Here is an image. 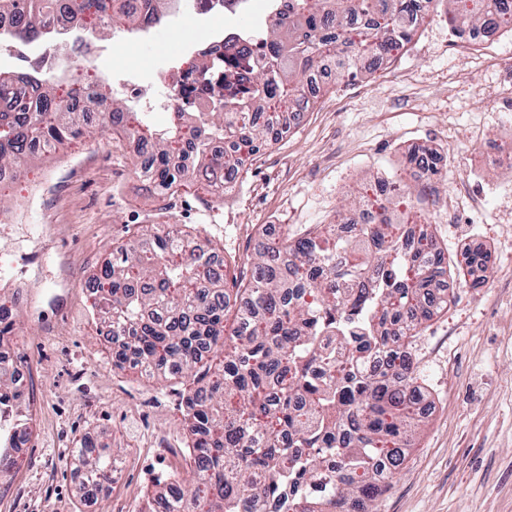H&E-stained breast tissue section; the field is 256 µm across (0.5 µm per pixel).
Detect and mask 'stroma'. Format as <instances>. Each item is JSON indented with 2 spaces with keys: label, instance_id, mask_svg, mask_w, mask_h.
I'll return each instance as SVG.
<instances>
[{
  "label": "stroma",
  "instance_id": "stroma-1",
  "mask_svg": "<svg viewBox=\"0 0 512 512\" xmlns=\"http://www.w3.org/2000/svg\"><path fill=\"white\" fill-rule=\"evenodd\" d=\"M435 5L402 51L368 78L330 80L321 105L284 130L241 173L232 197L194 184L174 196L140 189L133 161L105 132L30 161L0 187V255L21 258L31 283L13 308V357L34 373L31 439L21 469L0 477V512H142L154 477L188 478L178 380L137 378L112 365V346L91 317L85 282L113 247L152 224H182L220 249L233 276L250 278L251 257L271 229L293 237L332 224L361 184L408 183L407 158L428 147L445 168L423 211L438 248L491 251L484 287L455 286L410 346L428 395L425 420L376 512H512V168L487 164L483 143L512 123V33L475 44L450 36ZM202 22L173 23L130 43L105 32L94 69L153 81L174 67L168 49L200 41ZM110 439L116 469L108 497L75 492L70 455L82 438Z\"/></svg>",
  "mask_w": 512,
  "mask_h": 512
}]
</instances>
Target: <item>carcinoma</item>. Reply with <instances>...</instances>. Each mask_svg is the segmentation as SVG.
<instances>
[{"mask_svg": "<svg viewBox=\"0 0 512 512\" xmlns=\"http://www.w3.org/2000/svg\"><path fill=\"white\" fill-rule=\"evenodd\" d=\"M71 18L99 30L138 31L149 18L115 10L117 0H69ZM433 0H297L288 22L269 17L261 60L247 65V85L209 112H178L169 126L150 125L145 112L101 88L84 96L79 81L64 92L65 74L45 73L33 100L17 98L21 79L0 69V101L12 121L0 124V167L20 168L43 153L124 121L121 135L150 146L136 169L155 190L173 195L188 171L172 164L183 149L193 170L211 185L237 178L241 150L255 155L277 140L268 112L308 108L301 89L326 58L336 76L355 80L363 65L401 50L427 18ZM448 23L469 37L495 15L512 30V0H446ZM17 37L36 40L54 26L57 0H7ZM235 152L218 157L215 140ZM357 208L382 212L378 224H356L336 236L315 228L300 238L283 234L253 257L247 280L215 272L199 243L178 224H153L121 244L89 280L104 335L123 332L119 368L135 362L140 374L185 379L181 391L189 438L187 481L156 479L154 501L168 512H374L394 471L414 446L423 422L410 344L431 311L427 300L448 261L417 226L422 216L363 190ZM235 327L226 332L228 316ZM209 352L199 355L197 348ZM390 358V375L373 361ZM21 392L9 366L0 365V406L16 408ZM28 434L16 414L0 434V473L11 470L14 434ZM79 497L104 495L112 482L107 446L83 442L71 455Z\"/></svg>", "mask_w": 512, "mask_h": 512, "instance_id": "1", "label": "carcinoma"}]
</instances>
